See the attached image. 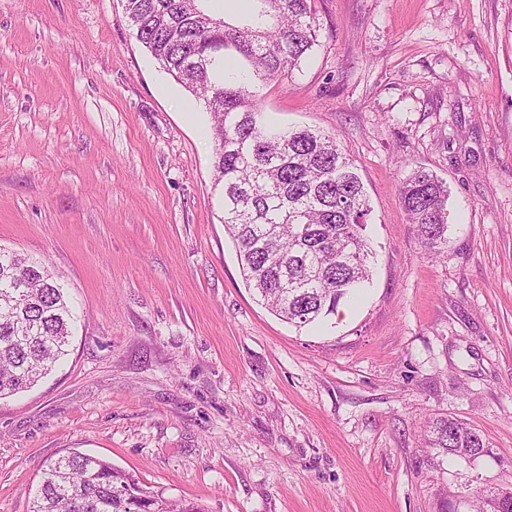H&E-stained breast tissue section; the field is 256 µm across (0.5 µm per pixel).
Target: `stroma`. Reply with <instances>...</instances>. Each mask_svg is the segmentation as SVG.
Masks as SVG:
<instances>
[{
    "mask_svg": "<svg viewBox=\"0 0 512 512\" xmlns=\"http://www.w3.org/2000/svg\"><path fill=\"white\" fill-rule=\"evenodd\" d=\"M268 122L337 138L369 200L372 279L296 328L241 275L211 117L121 0H0V249L69 296V354L0 399V512L45 465L104 458L203 512H439L512 483V0H313ZM449 191L428 255L400 187ZM487 450L430 447L429 419Z\"/></svg>",
    "mask_w": 512,
    "mask_h": 512,
    "instance_id": "obj_1",
    "label": "stroma"
}]
</instances>
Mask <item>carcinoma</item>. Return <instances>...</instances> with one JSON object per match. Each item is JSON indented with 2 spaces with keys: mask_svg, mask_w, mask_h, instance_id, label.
I'll return each instance as SVG.
<instances>
[{
  "mask_svg": "<svg viewBox=\"0 0 512 512\" xmlns=\"http://www.w3.org/2000/svg\"><path fill=\"white\" fill-rule=\"evenodd\" d=\"M206 0H123L138 40L212 120L215 181L241 272L263 304L304 327L336 314L369 280L373 252L363 236L370 206L336 138L316 129H272L254 80L285 78L317 42L310 0H259L246 27L216 17ZM403 206L429 253L448 231V186L416 170ZM72 309L44 266L0 250V399L35 386L67 355ZM431 444L467 456L485 447L456 418L428 421ZM512 500V484L486 491L481 512ZM29 512H202L141 488L112 463L71 452L49 463Z\"/></svg>",
  "mask_w": 512,
  "mask_h": 512,
  "instance_id": "1",
  "label": "carcinoma"
}]
</instances>
